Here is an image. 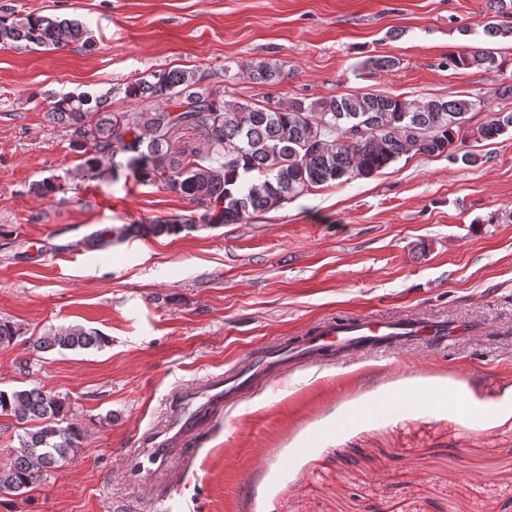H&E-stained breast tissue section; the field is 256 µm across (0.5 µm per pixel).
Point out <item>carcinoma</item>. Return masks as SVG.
Masks as SVG:
<instances>
[{
  "mask_svg": "<svg viewBox=\"0 0 512 512\" xmlns=\"http://www.w3.org/2000/svg\"><path fill=\"white\" fill-rule=\"evenodd\" d=\"M498 18L484 24L490 38L512 40V4L499 0ZM0 42L33 50L92 45L77 19L48 16L0 17ZM507 61L492 48L448 56V66L504 69ZM248 77L276 85L286 73L274 58L245 65ZM214 73L196 69L156 71L151 78L125 83L124 98L135 108L115 112L110 95L88 91L48 93L45 118L71 132L86 178L117 176L126 169L143 185H159L194 205L179 218L150 219L109 227L87 236L83 245L101 249L112 237L177 235L199 226L239 224L250 214L282 207L288 200L334 181L368 178L415 151L452 155L471 132L492 141L512 129V112H494L469 130L475 103L463 98L415 101L386 93L336 95L306 103L266 105L226 101L213 90ZM191 127L203 150L173 148L171 135ZM124 160H116L117 155ZM107 337L97 331L60 327L35 341L49 351L101 348ZM65 399L35 385L0 390V414L35 430L19 439L13 461L0 471V490L20 492L41 481L82 447L81 430L69 422Z\"/></svg>",
  "mask_w": 512,
  "mask_h": 512,
  "instance_id": "1",
  "label": "carcinoma"
}]
</instances>
